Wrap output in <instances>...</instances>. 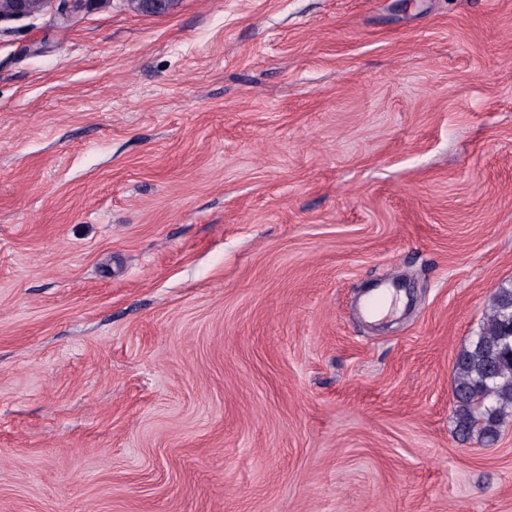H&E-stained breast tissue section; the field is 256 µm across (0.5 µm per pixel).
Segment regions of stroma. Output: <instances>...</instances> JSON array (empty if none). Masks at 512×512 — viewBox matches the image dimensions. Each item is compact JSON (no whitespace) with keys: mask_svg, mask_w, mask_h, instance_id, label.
Returning <instances> with one entry per match:
<instances>
[{"mask_svg":"<svg viewBox=\"0 0 512 512\" xmlns=\"http://www.w3.org/2000/svg\"><path fill=\"white\" fill-rule=\"evenodd\" d=\"M510 282L512 0L0 22V512H512ZM512 283L492 296L486 325L454 361V422L462 443L493 445L512 416Z\"/></svg>","mask_w":512,"mask_h":512,"instance_id":"1","label":"stroma"}]
</instances>
